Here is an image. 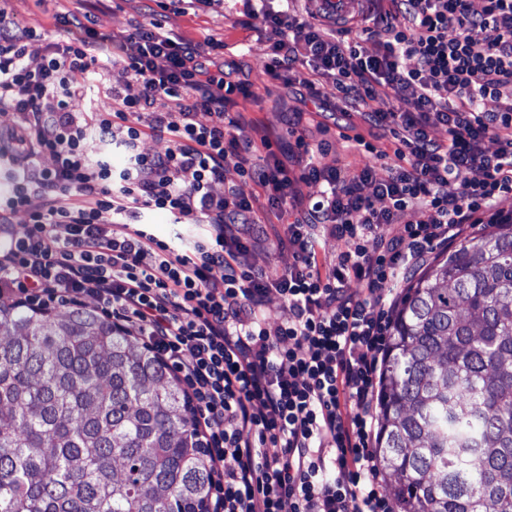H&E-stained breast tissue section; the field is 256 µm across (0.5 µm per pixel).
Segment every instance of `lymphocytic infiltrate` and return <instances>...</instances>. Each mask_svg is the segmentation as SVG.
Listing matches in <instances>:
<instances>
[{"instance_id":"1","label":"lymphocytic infiltrate","mask_w":512,"mask_h":512,"mask_svg":"<svg viewBox=\"0 0 512 512\" xmlns=\"http://www.w3.org/2000/svg\"><path fill=\"white\" fill-rule=\"evenodd\" d=\"M240 7L268 34L271 79H288L318 116L333 97L392 136L389 156L353 138L384 176L320 166L322 142L297 140L283 159L268 137H240L237 106L254 92L215 64L217 42L152 22L112 40L91 13L58 14L72 39L32 67L36 30L0 6V110L24 119L5 137L22 169L0 203V299H94L176 373L214 474L211 512H389L377 381L400 287L480 215L512 220L500 206L512 197V0H368L353 21L304 19L294 0ZM106 42L112 54L99 57ZM114 70L110 117L88 116L87 80ZM147 135L167 139L165 152L140 151ZM45 154L53 167L38 165ZM151 210L206 233L158 239ZM326 236L344 251L322 255ZM263 244L292 264L251 263ZM272 292L284 302L275 316Z\"/></svg>"}]
</instances>
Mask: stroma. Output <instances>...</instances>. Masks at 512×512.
<instances>
[{
	"instance_id": "obj_1",
	"label": "stroma",
	"mask_w": 512,
	"mask_h": 512,
	"mask_svg": "<svg viewBox=\"0 0 512 512\" xmlns=\"http://www.w3.org/2000/svg\"><path fill=\"white\" fill-rule=\"evenodd\" d=\"M145 0H100L94 12L97 30L113 35L125 34L134 22L144 21ZM79 0H8L7 9L22 25L35 28L41 33V41L32 43L28 51L30 65H38L45 43H68L66 34L54 26L53 16L57 13L78 10ZM153 22L159 23L164 31L181 35L199 42L207 40L228 43L224 54L227 63L236 67V78L252 83L255 101L246 103L245 115L249 125L243 126L242 136H254V123H261L277 144L279 156H287L295 150L297 137H304L310 145L328 141V151L320 155L322 165L333 167L339 164L361 166L370 163L369 155L353 148L343 134L350 125L347 117L337 116L333 127H324L319 116L307 113L299 97L285 84L271 80L264 72L267 61L268 43L263 31L247 30L239 22L232 0H226L223 11H210L198 16H180L161 9L155 10ZM246 40L249 50L239 54L235 44ZM296 119V127H288L289 119Z\"/></svg>"
}]
</instances>
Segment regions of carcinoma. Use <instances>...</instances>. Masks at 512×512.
<instances>
[{
  "label": "carcinoma",
  "instance_id": "cac0c4a2",
  "mask_svg": "<svg viewBox=\"0 0 512 512\" xmlns=\"http://www.w3.org/2000/svg\"><path fill=\"white\" fill-rule=\"evenodd\" d=\"M1 333L0 512H207L173 371L93 308L0 302ZM379 396L399 512H512V224L412 280Z\"/></svg>",
  "mask_w": 512,
  "mask_h": 512
}]
</instances>
